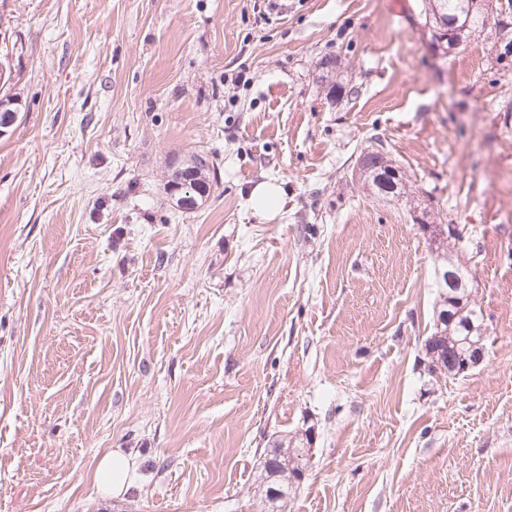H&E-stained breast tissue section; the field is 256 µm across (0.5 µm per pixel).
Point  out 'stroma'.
<instances>
[{
	"instance_id": "35a3bbf8",
	"label": "stroma",
	"mask_w": 512,
	"mask_h": 512,
	"mask_svg": "<svg viewBox=\"0 0 512 512\" xmlns=\"http://www.w3.org/2000/svg\"><path fill=\"white\" fill-rule=\"evenodd\" d=\"M420 5L0 0V512H269L265 458L306 436L281 512H512V55L433 57ZM379 148L407 196L356 176ZM419 207L463 226L488 327L454 379ZM110 448L137 479L106 497ZM192 167H194L192 161L175 162L167 181L168 191L178 197V204L183 208L198 206V201L205 200L210 194L207 185L193 180L197 177L198 172ZM283 197L282 187L261 183L251 190L249 198L253 200L254 213L264 216L277 211L282 206Z\"/></svg>"
}]
</instances>
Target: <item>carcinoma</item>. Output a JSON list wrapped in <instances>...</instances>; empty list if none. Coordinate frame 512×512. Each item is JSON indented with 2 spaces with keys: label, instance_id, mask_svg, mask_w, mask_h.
<instances>
[{
  "label": "carcinoma",
  "instance_id": "carcinoma-1",
  "mask_svg": "<svg viewBox=\"0 0 512 512\" xmlns=\"http://www.w3.org/2000/svg\"><path fill=\"white\" fill-rule=\"evenodd\" d=\"M464 0H422V11L425 20L437 25V20L451 21L463 12ZM469 28L479 33L490 30V35L500 38L512 32V14L506 13L497 19L494 27L487 28L480 7H475ZM370 165L372 172L367 176L378 192L388 196H398L406 187L404 176L393 174L394 167L381 150L370 152ZM423 232L428 234L430 245L435 251L448 249V241L459 242L462 235L455 234L449 224H423ZM454 273L455 281L450 283L443 281L440 294V310L437 315L435 332L428 338L426 355L429 358L427 371L431 374L437 372L449 373V377H456L454 368L461 367L464 360L475 361L482 346L478 345L482 330L486 329L483 318L469 307V300H460L464 296L465 289L461 284L468 281L464 267L455 262L450 266ZM300 448H274L273 454L264 464V478L267 488H274L280 496L270 500L274 504L288 494L290 481L297 479L298 459L301 455Z\"/></svg>",
  "mask_w": 512,
  "mask_h": 512
}]
</instances>
